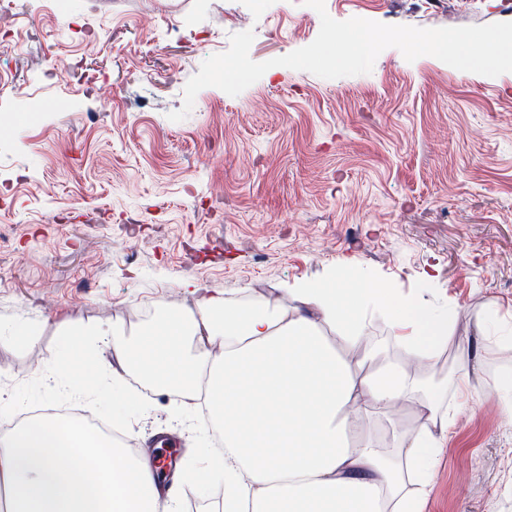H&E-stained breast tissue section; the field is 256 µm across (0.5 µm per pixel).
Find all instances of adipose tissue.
Returning <instances> with one entry per match:
<instances>
[{
  "mask_svg": "<svg viewBox=\"0 0 512 512\" xmlns=\"http://www.w3.org/2000/svg\"><path fill=\"white\" fill-rule=\"evenodd\" d=\"M288 304L201 296L190 313H169L131 336L107 327L111 349L146 387L204 399L224 452L194 486L224 485V512H422L406 480L435 475L439 437L453 420L441 397L421 392L391 358L430 361L453 338L455 306L427 308L386 284L337 279L283 286ZM392 341L370 343L374 321ZM364 346L374 369L356 378L328 329ZM413 402L428 423L398 430L383 456L353 436L369 412ZM66 419H37L0 430V512H181L161 489L148 452L112 445Z\"/></svg>",
  "mask_w": 512,
  "mask_h": 512,
  "instance_id": "1",
  "label": "adipose tissue"
}]
</instances>
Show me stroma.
<instances>
[{
  "label": "stroma",
  "mask_w": 512,
  "mask_h": 512,
  "mask_svg": "<svg viewBox=\"0 0 512 512\" xmlns=\"http://www.w3.org/2000/svg\"><path fill=\"white\" fill-rule=\"evenodd\" d=\"M328 14L440 28L512 22L500 0H325ZM257 62L312 43L301 0H10L0 20V398L42 403L47 358L78 328L142 333L196 306L193 281L227 300L283 301L281 288L338 263L396 282L425 305L455 302V339L414 380L453 394L423 512H512V422L494 399L512 348L475 321L512 312V73L487 77L385 49L370 73L324 79L278 67L238 96L184 88L231 34ZM33 324L19 343L14 327ZM142 402L114 412L96 389L57 390L121 423L136 444L180 437V471L203 466L201 412L134 378ZM414 405L370 414L391 454Z\"/></svg>",
  "instance_id": "stroma-1"
}]
</instances>
